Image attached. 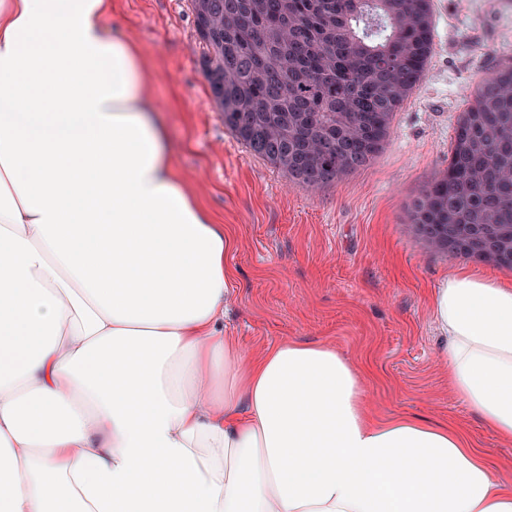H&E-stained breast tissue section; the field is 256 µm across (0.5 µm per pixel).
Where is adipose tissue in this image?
Here are the masks:
<instances>
[{"label":"adipose tissue","mask_w":512,"mask_h":512,"mask_svg":"<svg viewBox=\"0 0 512 512\" xmlns=\"http://www.w3.org/2000/svg\"><path fill=\"white\" fill-rule=\"evenodd\" d=\"M111 12L0 0V512H512L336 347L219 330L232 237ZM430 307L449 387L512 441V284L460 267Z\"/></svg>","instance_id":"ef3b65f1"}]
</instances>
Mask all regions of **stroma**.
<instances>
[{
  "mask_svg": "<svg viewBox=\"0 0 512 512\" xmlns=\"http://www.w3.org/2000/svg\"><path fill=\"white\" fill-rule=\"evenodd\" d=\"M434 50L366 169L312 191L252 155L225 128L201 69L190 0H112L113 28L139 46L185 183L227 227L233 288L224 333L252 352L298 339L331 344L359 366L375 415L458 428L512 482V442L448 388L429 298L454 267L512 282V270L431 250L409 205L448 165L476 83L512 60V0H434Z\"/></svg>",
  "mask_w": 512,
  "mask_h": 512,
  "instance_id": "35a3bbf8",
  "label": "stroma"
}]
</instances>
